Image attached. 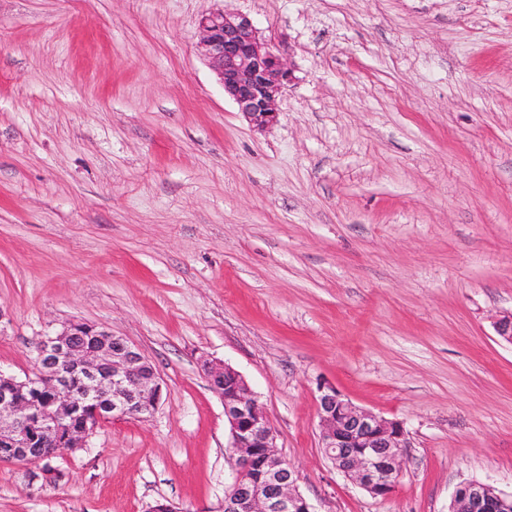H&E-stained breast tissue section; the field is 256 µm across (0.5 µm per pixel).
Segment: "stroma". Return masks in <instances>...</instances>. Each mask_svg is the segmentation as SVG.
<instances>
[{
	"instance_id": "1",
	"label": "stroma",
	"mask_w": 512,
	"mask_h": 512,
	"mask_svg": "<svg viewBox=\"0 0 512 512\" xmlns=\"http://www.w3.org/2000/svg\"><path fill=\"white\" fill-rule=\"evenodd\" d=\"M216 9L294 70L267 131L198 52ZM511 311L512 0H0V372L79 321L162 384L147 418L1 463L0 512H217L205 360L245 377L316 512L510 493ZM323 385L403 423L388 497L325 457Z\"/></svg>"
}]
</instances>
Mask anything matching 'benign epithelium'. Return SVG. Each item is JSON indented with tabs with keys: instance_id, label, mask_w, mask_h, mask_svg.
Returning <instances> with one entry per match:
<instances>
[{
	"instance_id": "benign-epithelium-1",
	"label": "benign epithelium",
	"mask_w": 512,
	"mask_h": 512,
	"mask_svg": "<svg viewBox=\"0 0 512 512\" xmlns=\"http://www.w3.org/2000/svg\"><path fill=\"white\" fill-rule=\"evenodd\" d=\"M198 47L248 124L264 131L277 122L278 101L293 68L245 15L215 10L199 23ZM34 376L0 372V462L32 464L43 448L82 449L104 422L144 418L161 401L153 364L133 343L104 326L68 322L37 345ZM209 387L224 405L233 482L221 512H314L296 489L293 467L277 450V435L263 403L228 364L204 362ZM50 394L44 399L39 391ZM320 447L333 467L374 497L395 489L403 424L354 405L334 387L317 397ZM450 512H512V493L480 481L456 487Z\"/></svg>"
}]
</instances>
